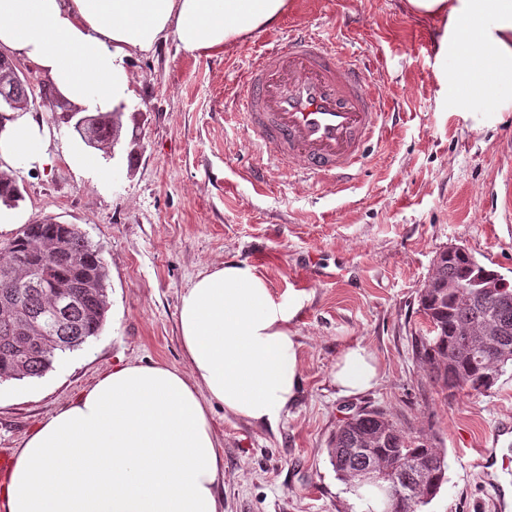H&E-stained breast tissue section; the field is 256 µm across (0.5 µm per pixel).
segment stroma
<instances>
[{
	"instance_id": "stroma-1",
	"label": "stroma",
	"mask_w": 512,
	"mask_h": 512,
	"mask_svg": "<svg viewBox=\"0 0 512 512\" xmlns=\"http://www.w3.org/2000/svg\"><path fill=\"white\" fill-rule=\"evenodd\" d=\"M269 28L224 51L192 56L173 39L134 52L138 100L124 112L109 185L63 162L78 135L42 110L50 168H20L27 223L78 225L109 272L100 335L39 378L0 383V448L16 450L40 424L126 363L189 366L178 331L182 294L200 272L254 265L275 295L303 300L301 386L276 428L211 404L224 452V512H350L329 441L347 415L381 408L433 435L447 480L420 512H496L474 462L498 421L512 417V367L489 393L446 396L413 356L427 324L419 294L436 256L465 246L512 281V112H460L464 91L437 56L443 22L403 0H288ZM304 27L363 66L398 117L344 191L263 166L231 89L267 41ZM265 167L262 187L251 174ZM377 355L380 384L341 398L330 378L348 344Z\"/></svg>"
}]
</instances>
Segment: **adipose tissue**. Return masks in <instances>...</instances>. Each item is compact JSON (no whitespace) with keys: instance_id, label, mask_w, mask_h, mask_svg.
<instances>
[{"instance_id":"adipose-tissue-1","label":"adipose tissue","mask_w":512,"mask_h":512,"mask_svg":"<svg viewBox=\"0 0 512 512\" xmlns=\"http://www.w3.org/2000/svg\"><path fill=\"white\" fill-rule=\"evenodd\" d=\"M444 21L439 53L456 63L480 111L477 86L495 111H512V0H407ZM288 0H0V49L24 58L87 115L137 100L128 60L166 34L182 50H223L275 24ZM482 25L468 39L463 24ZM33 109L0 126V173L43 168L54 157ZM296 298L276 297L255 266L227 262L181 297L180 340L189 372L163 365L113 368L31 433L0 486L5 512H224V458L210 404L257 425L276 426L301 381ZM381 370L364 344L347 345L331 383L342 397L377 386Z\"/></svg>"}]
</instances>
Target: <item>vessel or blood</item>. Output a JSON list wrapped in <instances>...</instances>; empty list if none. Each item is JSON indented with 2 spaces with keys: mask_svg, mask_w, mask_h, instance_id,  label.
Listing matches in <instances>:
<instances>
[{
  "mask_svg": "<svg viewBox=\"0 0 512 512\" xmlns=\"http://www.w3.org/2000/svg\"><path fill=\"white\" fill-rule=\"evenodd\" d=\"M237 106L255 135L256 148L282 169H300L321 183L349 182L372 144L380 143L387 114L362 69L344 59L326 37L302 29L287 44L264 49L244 72ZM512 438V423L492 434L483 469L507 475L495 482L499 512L508 507L512 459L496 445Z\"/></svg>",
  "mask_w": 512,
  "mask_h": 512,
  "instance_id": "1",
  "label": "vessel or blood"
}]
</instances>
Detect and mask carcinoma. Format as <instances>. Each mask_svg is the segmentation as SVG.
<instances>
[{"instance_id":"1","label":"carcinoma","mask_w":512,"mask_h":512,"mask_svg":"<svg viewBox=\"0 0 512 512\" xmlns=\"http://www.w3.org/2000/svg\"><path fill=\"white\" fill-rule=\"evenodd\" d=\"M101 129L120 137L122 113L99 116ZM21 201L15 184L0 182V202ZM38 251L42 267L31 272V286L6 278ZM107 265L86 233L47 220L26 224L0 247V379L22 374L40 377L56 357L80 348L102 331L107 313ZM467 251L440 253L419 311L426 336L414 337V353L430 381L454 396L482 395L512 365V285ZM470 284L467 295L458 285ZM495 286L490 294L486 289ZM336 475L348 490L365 485L379 491L382 512H419L447 481L444 449L425 434L398 426L380 408L363 409L336 428L328 448ZM395 474L410 496H394L386 477Z\"/></svg>"}]
</instances>
